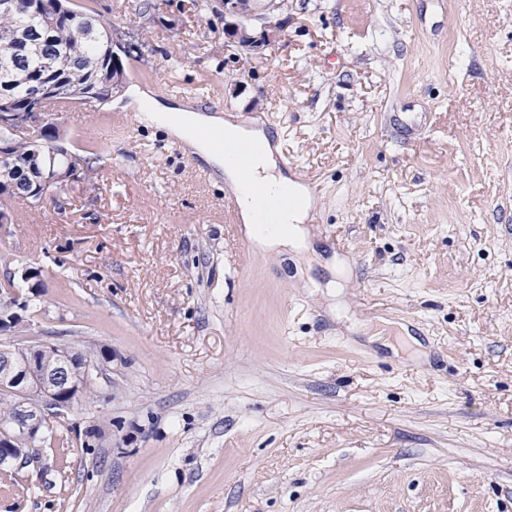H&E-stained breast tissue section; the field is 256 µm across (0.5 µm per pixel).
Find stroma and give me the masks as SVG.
<instances>
[{"label": "stroma", "mask_w": 512, "mask_h": 512, "mask_svg": "<svg viewBox=\"0 0 512 512\" xmlns=\"http://www.w3.org/2000/svg\"><path fill=\"white\" fill-rule=\"evenodd\" d=\"M69 4L135 55L57 114L107 151L11 203L0 281L42 270L32 333L112 361L0 512H512V0H286L261 54L224 0ZM132 86L264 124L310 251L256 248Z\"/></svg>", "instance_id": "stroma-1"}]
</instances>
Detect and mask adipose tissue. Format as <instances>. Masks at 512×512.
<instances>
[{
  "label": "adipose tissue",
  "instance_id": "adipose-tissue-1",
  "mask_svg": "<svg viewBox=\"0 0 512 512\" xmlns=\"http://www.w3.org/2000/svg\"><path fill=\"white\" fill-rule=\"evenodd\" d=\"M129 95L145 122L163 127L177 139L190 143L211 167L222 171L236 195L247 235L263 251L282 257L308 251L306 222L314 199L300 182L288 178L278 163L268 133L260 127L246 129L221 115L169 106L140 89ZM264 186L269 197L290 198L270 229L257 226V205L252 183Z\"/></svg>",
  "mask_w": 512,
  "mask_h": 512
}]
</instances>
